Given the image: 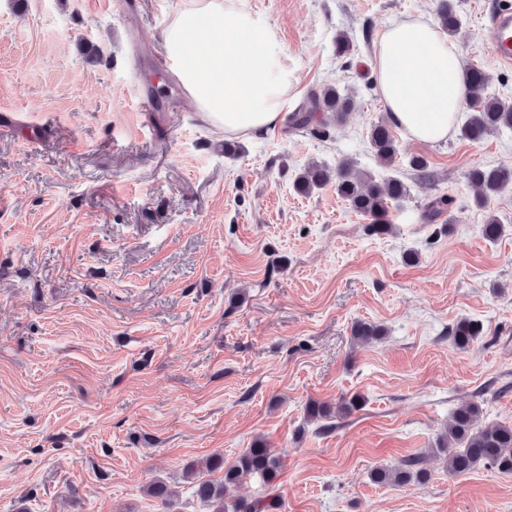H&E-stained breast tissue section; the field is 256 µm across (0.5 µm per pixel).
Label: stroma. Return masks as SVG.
Segmentation results:
<instances>
[{"label": "stroma", "instance_id": "1", "mask_svg": "<svg viewBox=\"0 0 512 512\" xmlns=\"http://www.w3.org/2000/svg\"><path fill=\"white\" fill-rule=\"evenodd\" d=\"M498 2L454 0L452 41L512 99V65L484 41ZM190 3L0 0V512H208L187 470L221 479L206 459L233 462L258 438L280 459L279 512H512V474L452 476L433 452L461 403L512 423V189L481 208L464 178L512 169V130L401 131L390 168L368 138L387 116L368 64L379 35L436 23L437 0H240L298 78L289 112L327 84L354 92L343 124L316 113L325 137L204 121L163 49ZM344 159L407 184L391 234H369L335 183L295 191L310 163ZM440 195L447 212L423 223ZM462 318L484 326L465 349L448 336ZM358 321L384 336L353 346ZM355 394L351 416L307 421L308 401ZM417 454L426 482L372 481ZM155 481L170 507L148 495Z\"/></svg>", "mask_w": 512, "mask_h": 512}]
</instances>
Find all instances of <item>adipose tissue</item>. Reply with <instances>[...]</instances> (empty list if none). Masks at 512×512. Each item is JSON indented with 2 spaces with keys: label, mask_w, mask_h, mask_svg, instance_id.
<instances>
[{
  "label": "adipose tissue",
  "mask_w": 512,
  "mask_h": 512,
  "mask_svg": "<svg viewBox=\"0 0 512 512\" xmlns=\"http://www.w3.org/2000/svg\"><path fill=\"white\" fill-rule=\"evenodd\" d=\"M164 49L214 127L256 135L281 120L294 76L266 17L236 0H193L168 25ZM371 67L392 123L420 141L447 139L465 93L466 65L454 44L425 22L393 25Z\"/></svg>",
  "instance_id": "adipose-tissue-1"
}]
</instances>
